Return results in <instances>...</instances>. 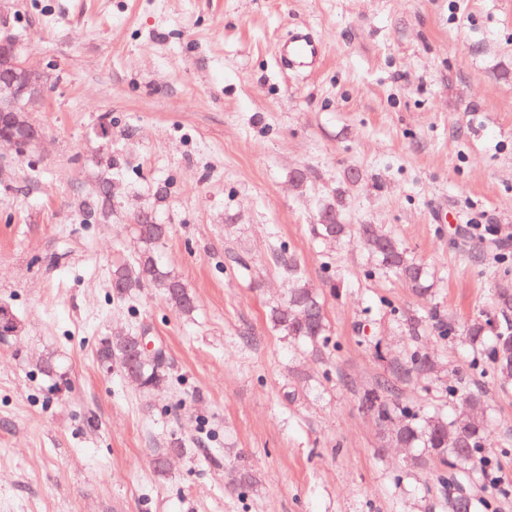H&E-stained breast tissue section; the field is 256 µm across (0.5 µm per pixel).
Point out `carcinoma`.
Here are the masks:
<instances>
[{"instance_id": "obj_1", "label": "carcinoma", "mask_w": 512, "mask_h": 512, "mask_svg": "<svg viewBox=\"0 0 512 512\" xmlns=\"http://www.w3.org/2000/svg\"><path fill=\"white\" fill-rule=\"evenodd\" d=\"M314 230L322 237L342 239L350 233L342 223L341 212L334 206L322 209L319 224ZM134 232L140 239L141 250L137 257L112 268V285L115 295L123 298L138 288L146 286L159 289L167 300L183 313L194 308L191 295L183 283L163 267L157 254V245L164 240L169 227L156 224L148 217L139 216ZM355 235L366 250L377 260L379 266L396 274L416 293L428 291V273L425 268L408 259L401 244L382 232L374 224H359ZM286 245L274 250L273 259L288 278L289 288L284 305L273 310L274 323L298 340L316 345H325L328 340L327 319L324 301L303 280L301 266L293 258L286 257ZM490 322L476 319L465 330V341L478 350L486 344ZM127 343L121 338L106 340L98 349L100 361L118 358L126 350ZM488 367L501 377H512V334L503 333L494 337L487 351ZM430 356L418 349L411 350L396 360L395 371L401 376L416 374L421 377L431 370ZM137 383L144 389L160 388L166 377L165 365L156 364L150 358L135 364ZM450 394L460 397L462 409L450 420L444 415L423 416L409 405L398 401L392 382L378 380L360 398L363 410L374 415L379 425L390 434L393 444L412 450L426 448L431 456L449 469L453 477L468 475L477 479L485 461L483 453L487 434L484 415L476 410L484 409V392L466 386L449 389ZM455 512H476L484 500L459 486L452 494Z\"/></svg>"}]
</instances>
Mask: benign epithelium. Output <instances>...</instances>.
Returning <instances> with one entry per match:
<instances>
[{
	"instance_id": "1",
	"label": "benign epithelium",
	"mask_w": 512,
	"mask_h": 512,
	"mask_svg": "<svg viewBox=\"0 0 512 512\" xmlns=\"http://www.w3.org/2000/svg\"><path fill=\"white\" fill-rule=\"evenodd\" d=\"M45 94L44 76L29 69L22 60L17 38L0 36V112L10 113L7 127L0 129V143H7L24 157L37 150L44 138L42 129L29 120V112L39 105ZM18 330V321L12 309L0 304V334L12 336ZM161 360L163 356L151 351L145 334H140L127 349L128 365L138 359L139 348Z\"/></svg>"
}]
</instances>
